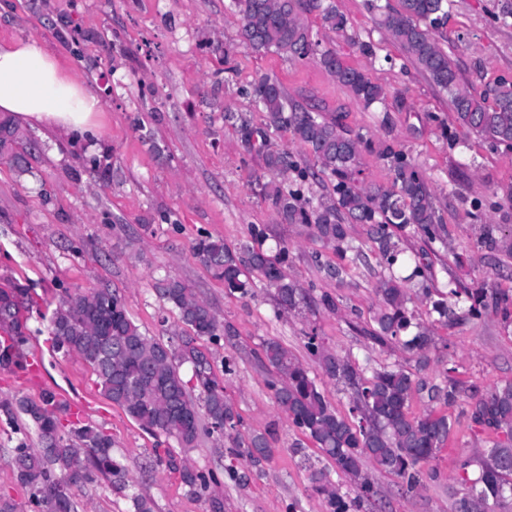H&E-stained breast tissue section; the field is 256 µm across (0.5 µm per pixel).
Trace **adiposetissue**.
Returning a JSON list of instances; mask_svg holds the SVG:
<instances>
[{
	"label": "adipose tissue",
	"instance_id": "1",
	"mask_svg": "<svg viewBox=\"0 0 512 512\" xmlns=\"http://www.w3.org/2000/svg\"><path fill=\"white\" fill-rule=\"evenodd\" d=\"M0 112L46 123L63 135L95 134L100 100L35 38L0 44Z\"/></svg>",
	"mask_w": 512,
	"mask_h": 512
}]
</instances>
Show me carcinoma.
Wrapping results in <instances>:
<instances>
[{
	"instance_id": "carcinoma-1",
	"label": "carcinoma",
	"mask_w": 512,
	"mask_h": 512,
	"mask_svg": "<svg viewBox=\"0 0 512 512\" xmlns=\"http://www.w3.org/2000/svg\"><path fill=\"white\" fill-rule=\"evenodd\" d=\"M234 12L243 23V36L257 52L275 51L290 61L318 55L321 66L365 107L383 106V126L392 123L390 113L405 110L399 95L387 100L384 89L361 69L345 65L336 53L312 39L302 17L319 16L322 26L332 32L346 31L347 19L335 0H232ZM376 13V25L396 42L440 91L448 95L455 121L477 138L495 145L512 146V83L501 81L478 93L465 81L456 65L438 45L434 23L448 18V0H400L390 9L368 0ZM263 123L255 125L244 113H224V124L240 130L249 151L262 156L265 169L279 179L261 184L260 195L284 224H300L323 247L339 258L335 265L321 264L326 277L341 280L347 266L362 258L349 234L352 224L367 226V235L378 252V262L390 270L379 279L375 293L380 307L373 325L363 327V337L380 346L394 345L418 355V364H427L426 352L434 344L430 329L409 309L408 290L418 287L431 300L432 311L447 325H465L481 316L488 305L501 310L503 321L512 322V296L471 288L454 274L461 255L445 257L434 253L407 255L402 233L411 230L430 243L443 242L442 217L434 194L415 159L386 141L375 142L361 132H352L345 115H325L288 100L282 84L267 75L240 88ZM287 130L312 157L314 165L292 153L276 149L271 135ZM367 150L387 168L390 184H367L361 178V153ZM7 154L15 167L28 170V151L20 146L17 130L9 119H0V156ZM326 176L330 188L315 196L310 184ZM268 229L251 224L247 240L231 248L222 239L203 236L192 247L195 258L212 276L224 283L226 293L245 297L252 294L253 277L274 290L277 313L299 308L306 295L301 284L290 277V250L282 245L266 247ZM477 247L501 248L512 254V228L499 225L483 230ZM438 260L449 275L448 294L432 299L434 263ZM157 296L176 315V325L167 341L145 333L131 318L121 296L108 290L90 294L80 288L64 289L57 297L50 329L59 349L79 356L93 371L102 393L120 406L142 429L158 437L174 440L183 452L198 447L202 438L226 433L225 425H242L241 415L224 391V379L235 371V360L224 358V369L202 341L233 342L235 330L223 324L211 304L195 289L175 278L158 280ZM29 288L18 282L0 288V328L14 333L15 344L0 342V367H21V351L31 335L21 310H29ZM305 347L317 357L331 378L349 387V410L333 408L310 372L279 341L262 345L261 363L267 370V386L273 391L278 409L336 467V472L355 485V495L342 494L322 470L311 474L313 490L322 496L327 512H363L376 491L363 468L370 462L395 476L405 493L421 486L419 466L435 459L453 430V422L435 409L419 416L410 412L414 392L428 390L429 401L454 406L466 400L471 422L483 431L506 432L512 438V383L496 386L481 394L475 384L466 385L448 369L442 386L425 384L401 367L373 372L369 377L351 363L340 362L323 351L319 337H307ZM190 378H185V374ZM198 389L200 396L192 394ZM6 419L15 423L23 415L38 433V445L29 443L27 428L11 450L14 473L30 491L32 512H77L75 493L63 499L52 488L69 472L84 482L103 480L115 491L129 489L128 469L112 454V438L90 423H63L55 404V394L42 393L40 401L21 398L1 406ZM230 454L243 459L249 472L237 475L242 485L250 475L263 472L273 457L268 438L253 433L245 440H233ZM461 465V490L455 512H473L477 504L487 505L512 494V444L493 442L476 479ZM168 467L180 472L191 495H199L217 483V475L197 469L186 460L168 458Z\"/></svg>"
}]
</instances>
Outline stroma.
<instances>
[{"mask_svg":"<svg viewBox=\"0 0 512 512\" xmlns=\"http://www.w3.org/2000/svg\"><path fill=\"white\" fill-rule=\"evenodd\" d=\"M497 4L451 0L448 21L437 35L479 92L512 81V18L500 22ZM336 6L347 18L345 32L324 29L313 14L303 22L345 64L365 70L388 95L404 97L406 109L393 113L391 129L380 125V105L363 107L316 58L295 63L273 51L255 53L231 0H0V42L40 40L78 79L97 86L105 124L98 137L73 143L46 125L20 126L22 139L38 148L24 174L0 157V286L13 280L30 288L35 306L27 346L41 354L45 382L86 400L80 419L111 436L114 456L127 466L136 491L153 500L155 512H210L209 499L187 495L177 473L154 463L164 438L143 430L106 399L78 356L56 349L47 327L60 289L118 291L141 329L163 339L167 327L153 283L169 276L195 288L234 328V344L210 342L206 348L215 362L235 358L236 372L225 388L243 418L240 433L269 432L274 455L264 473L242 487L228 475L246 469L230 455L228 438H204L189 453L190 464L218 475L212 492L223 499L224 512H325L310 472L328 462L293 453L298 434L266 384L264 340L288 347L341 412L348 407V389L308 354V333H317L336 358L370 371L416 366L412 354L368 342L360 333L377 307L374 286L383 272L364 227L351 225L350 236L366 260L348 267L339 282L326 278L313 261L318 254L336 262L333 251L300 225L280 223L262 200L258 184L271 175L261 156L247 152L237 130L224 124L228 111L249 112L261 122L238 93L258 75L277 78L290 100L344 113L349 129L391 139L410 153L434 193L449 247L464 255L459 276L474 288L512 293V255L474 245L481 225L512 219V199L503 193L512 187V148L490 145L459 127L447 95L379 31L366 0H336ZM363 41L373 43L374 55L360 51ZM139 120L151 130L152 142L143 141V130L135 127ZM445 127L455 140L442 137ZM107 148L115 171L108 179L92 164ZM163 213L169 222L160 221ZM252 224L267 225L274 239L288 244L289 274L310 290L299 310L277 313L273 289L260 284L253 296L227 295L193 256L192 245L201 236L236 247ZM324 291L335 299L336 310L318 304ZM429 326L436 345L428 367L418 371L420 379L438 384L451 373L485 392L512 382V325L504 326L494 309L465 326L434 320ZM447 414L452 434L434 460L421 464L423 487L417 494H402L394 476L365 465L378 512H453L450 493L465 472L463 461L471 463L466 472L477 476L476 461L486 456L490 442L464 406ZM18 439L15 425L0 415V496L24 510L29 494L15 478L10 454ZM76 498L79 512H132L129 499L101 481L81 486Z\"/></svg>","mask_w":512,"mask_h":512,"instance_id":"1","label":"stroma"}]
</instances>
